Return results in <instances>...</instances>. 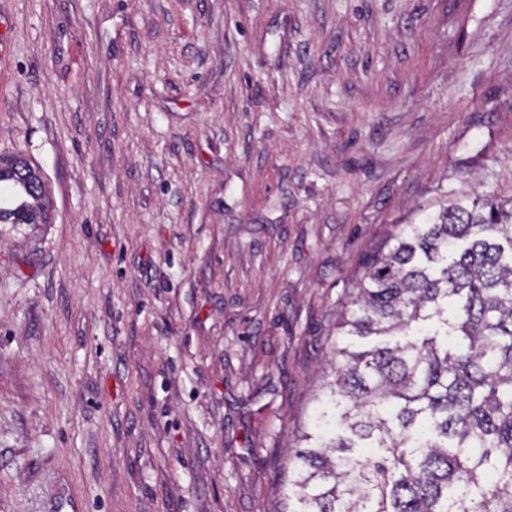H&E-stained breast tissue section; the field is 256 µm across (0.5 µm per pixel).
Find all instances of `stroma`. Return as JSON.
<instances>
[{
    "label": "stroma",
    "mask_w": 512,
    "mask_h": 512,
    "mask_svg": "<svg viewBox=\"0 0 512 512\" xmlns=\"http://www.w3.org/2000/svg\"><path fill=\"white\" fill-rule=\"evenodd\" d=\"M0 512H288L364 259L512 197V0H0ZM2 197H7L2 201ZM47 189L41 169L15 152L0 156V228L49 224ZM2 234V228H1Z\"/></svg>",
    "instance_id": "1"
}]
</instances>
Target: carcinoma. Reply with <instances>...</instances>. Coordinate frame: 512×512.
<instances>
[{
  "label": "carcinoma",
  "instance_id": "obj_1",
  "mask_svg": "<svg viewBox=\"0 0 512 512\" xmlns=\"http://www.w3.org/2000/svg\"><path fill=\"white\" fill-rule=\"evenodd\" d=\"M41 169L0 156V226L50 222ZM291 512H512V206L451 201L364 263Z\"/></svg>",
  "mask_w": 512,
  "mask_h": 512
}]
</instances>
